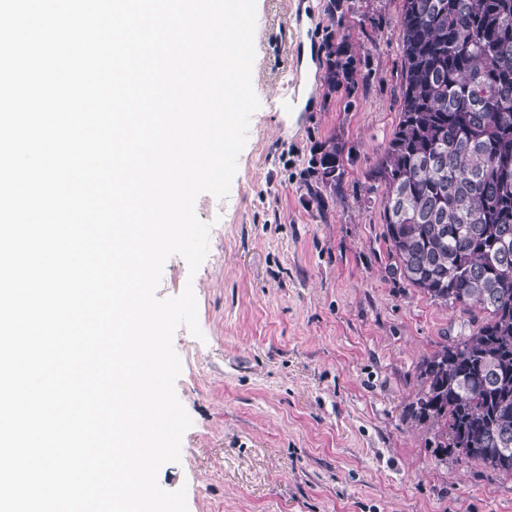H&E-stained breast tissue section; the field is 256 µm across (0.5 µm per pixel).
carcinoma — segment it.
<instances>
[{"label":"carcinoma","mask_w":512,"mask_h":512,"mask_svg":"<svg viewBox=\"0 0 512 512\" xmlns=\"http://www.w3.org/2000/svg\"><path fill=\"white\" fill-rule=\"evenodd\" d=\"M401 110L370 176L386 186L391 274L440 305L484 313L419 366L410 419L437 447L512 477V0H404ZM360 60L332 35L323 82L347 96ZM344 149L311 173L336 188Z\"/></svg>","instance_id":"1"}]
</instances>
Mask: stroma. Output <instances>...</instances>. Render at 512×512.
<instances>
[{
	"mask_svg": "<svg viewBox=\"0 0 512 512\" xmlns=\"http://www.w3.org/2000/svg\"><path fill=\"white\" fill-rule=\"evenodd\" d=\"M257 0L252 115L230 192L200 194L209 224L197 270L165 263L161 298L192 287L202 338L179 327L176 395L192 419L179 462L161 466L188 512H512V478L441 457L408 417L419 365L479 311L434 304L389 272L384 186L369 172L398 123L403 0ZM347 36L362 61L353 97L298 88L299 59ZM300 94L305 109L279 104ZM348 160L317 205L321 146Z\"/></svg>",
	"mask_w": 512,
	"mask_h": 512,
	"instance_id": "1",
	"label": "stroma"
}]
</instances>
